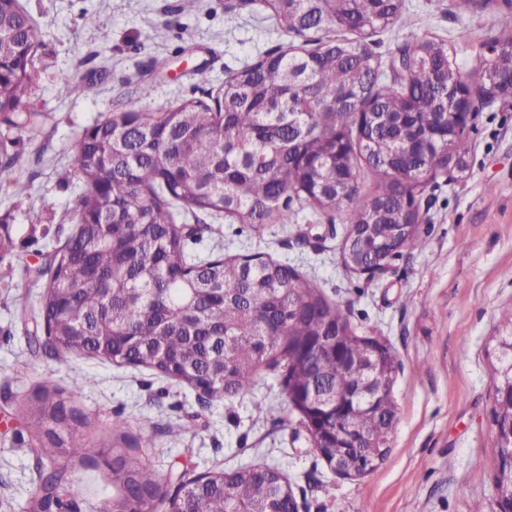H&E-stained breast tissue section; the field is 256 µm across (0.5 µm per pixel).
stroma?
<instances>
[{
  "instance_id": "stroma-1",
  "label": "stroma",
  "mask_w": 512,
  "mask_h": 512,
  "mask_svg": "<svg viewBox=\"0 0 512 512\" xmlns=\"http://www.w3.org/2000/svg\"><path fill=\"white\" fill-rule=\"evenodd\" d=\"M44 43L32 101L46 119L21 135V161L0 184V220L11 244L0 246V512H30L49 467L65 470L79 512H102L120 493L112 452L149 463L162 481L250 464L278 467L299 512H494L495 338L512 310V97L475 113L468 130L470 171L439 177L418 197L423 246L406 250L384 273L347 270V226L311 209L294 224L252 228L212 219L193 246L209 256L263 253L313 276L347 312L358 333L396 353L393 396L398 423L385 460L365 476L336 474L311 448L276 372H262L251 394L207 403L153 371L84 355L52 356L27 339L44 268L76 228L77 188L62 187L85 128L115 109H157L207 98L228 72L284 46L289 37L257 5L240 0H21ZM406 29L447 40L463 75L498 30L486 12L458 16L452 0H408ZM98 28L85 26V15ZM77 79L81 94L59 87ZM152 86L150 97L140 83ZM90 385L74 389L75 378ZM58 392L81 414L74 436L83 453L39 458L27 413L39 389ZM128 422L126 438L112 430ZM190 424L176 436L169 425Z\"/></svg>"
}]
</instances>
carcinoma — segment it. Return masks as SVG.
<instances>
[{
	"label": "carcinoma",
	"mask_w": 512,
	"mask_h": 512,
	"mask_svg": "<svg viewBox=\"0 0 512 512\" xmlns=\"http://www.w3.org/2000/svg\"><path fill=\"white\" fill-rule=\"evenodd\" d=\"M299 39L244 64L208 99L160 109H122L84 130L75 168L76 231L56 251L37 305L25 314L48 354L97 357L144 367L209 402L250 393L263 368L280 369L292 410H310L311 390L343 397L369 378L352 362L369 354L342 307L296 267L260 255L202 258L189 249L203 231L199 215L259 227L291 224L306 206L343 212V265H380L421 248L417 196L455 162L450 182L469 174L465 129L448 139L461 74L443 40L408 34L389 66L372 37L399 28L405 0H257ZM495 0H454L460 15ZM489 43L492 57L474 71L477 110L505 92L512 71V19ZM44 44L20 0H0V183L19 161L23 131L44 114L28 101ZM378 175L360 191V170ZM191 215L195 227L185 224ZM495 348L497 384L512 379V313ZM321 349L313 367L307 355ZM373 386L393 385L399 367L388 348ZM64 403L43 390L32 407L36 451L56 460L82 448ZM394 399L348 401L320 421L313 449L379 463L390 450ZM112 480L123 497L104 512H149L161 494L154 469L119 460ZM65 472L53 470L35 507H73ZM170 501L181 512H295L288 481L266 464L215 472L181 483Z\"/></svg>",
	"instance_id": "cac0c4a2"
}]
</instances>
